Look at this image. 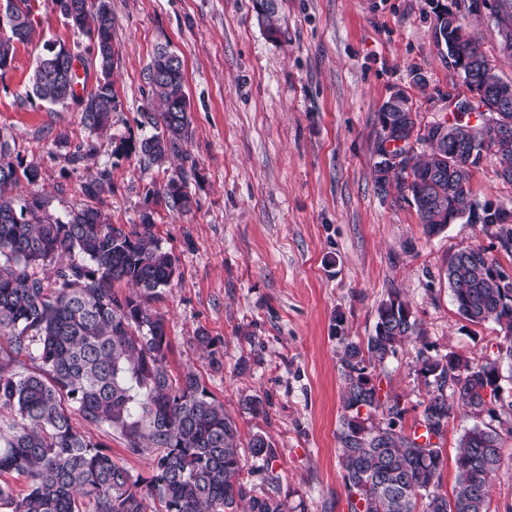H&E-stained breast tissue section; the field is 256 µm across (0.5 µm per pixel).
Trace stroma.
<instances>
[{"label":"stroma","mask_w":512,"mask_h":512,"mask_svg":"<svg viewBox=\"0 0 512 512\" xmlns=\"http://www.w3.org/2000/svg\"><path fill=\"white\" fill-rule=\"evenodd\" d=\"M432 2L279 0L274 38L258 22L254 0H109L120 106L111 128L95 135L76 106L51 112L28 93L45 42L77 40L51 0H33V38L17 44L0 74V134L13 137L20 158L38 163L52 211L62 215L79 203L81 182L103 169L112 177L103 204L112 224L130 227L152 210L156 236L179 259L172 284L152 302L166 320L172 372L196 374L242 440L271 437L272 465L245 456L244 475L260 490L274 470L291 512H347L335 319H343L344 335L366 340L379 304L396 289L430 355L498 356V326L459 314L444 270L450 254L470 246L491 249L509 270L512 255L463 219L427 236L415 208L381 195L375 183L377 114L394 90L409 94L422 124L447 120L449 94L467 93L435 44ZM468 27L497 74L512 82V55L502 51L493 22ZM161 48L181 57L190 102L193 133L183 151L196 163L188 181L196 204L187 214L157 201L172 166L148 164L134 150L151 132L141 113L147 69ZM418 73L425 86L414 84ZM90 138L96 155L72 163L75 146ZM121 142L128 151L115 154ZM499 169L493 157L471 168L472 196L512 209V184ZM202 332L213 339L219 366L198 348ZM415 352L405 346L379 370L382 390L407 409L406 429L426 398ZM249 396L262 399L263 414L245 410ZM477 422L503 438L490 512H512V414L505 410L494 418L460 411L450 420L442 490L453 492L459 438ZM92 435L133 476L150 477L151 450L131 453L107 428Z\"/></svg>","instance_id":"35a3bbf8"}]
</instances>
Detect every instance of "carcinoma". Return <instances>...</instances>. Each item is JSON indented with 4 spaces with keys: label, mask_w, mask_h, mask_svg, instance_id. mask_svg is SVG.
<instances>
[{
    "label": "carcinoma",
    "mask_w": 512,
    "mask_h": 512,
    "mask_svg": "<svg viewBox=\"0 0 512 512\" xmlns=\"http://www.w3.org/2000/svg\"><path fill=\"white\" fill-rule=\"evenodd\" d=\"M493 22L498 34L512 35V0H497ZM53 10L77 37L87 40V57L76 53L83 69L97 71V85H84L78 68L59 63L65 46L44 44L31 75L32 93L51 107L76 105L91 133L112 124L119 101L112 88V11L108 0H52ZM258 21L270 36L278 0H254ZM441 32L448 59L464 52L473 58L476 81L493 89L505 86L478 40L468 32L467 17ZM0 72L12 64L15 44L31 40L32 0H5L0 17ZM149 93L141 124L153 129L137 144L150 164L162 165L183 155L192 136L183 63L173 51L156 53L146 74ZM410 154L404 164L380 159L374 172L379 192L387 194L389 174L397 178L402 199L416 209L425 233L435 236L467 218L512 254V211L476 209L470 168L463 166L465 146L450 136L432 144L429 154ZM485 156L496 158L499 176L512 184V147ZM195 163L180 168L158 197L178 212L192 209L187 191ZM39 165L14 155L8 136H0V336L15 356L35 355L40 371L19 374L0 360V409L11 420L0 426V475L28 481L16 495L0 484V506L10 512H82L92 502L97 512H147L146 497L158 498L164 512H290L280 497L278 476L268 472L267 489L256 492L244 480L235 422L224 405L201 387L196 374L172 377L165 320L150 301L171 285L178 258L153 232L152 212L124 230L110 223L100 203L112 194L106 169L80 185L83 202L65 218L48 210L36 189ZM27 188V194L18 190ZM503 267L481 246L448 257L445 275L458 312L472 323L491 321L500 328L498 357L475 361L448 353L416 350L417 373L427 399L410 431L401 426V400L381 396L378 368L399 348L424 336L409 303L393 291L377 309L374 333L366 341L342 337L339 391L342 414L337 434L347 512H489L491 476L503 459L497 430L478 425L458 442L453 495L441 492L446 465L442 439L459 408L475 416L495 408L512 411L500 397L503 359L512 361V283ZM132 292L120 296L114 284ZM98 429L119 432L129 450L153 449L152 476L133 477L102 450V444L76 429L71 412ZM380 411L385 422L369 415ZM424 432L419 434L417 429ZM247 448L268 464L276 458L271 439L254 433Z\"/></svg>",
    "instance_id": "cac0c4a2"
}]
</instances>
